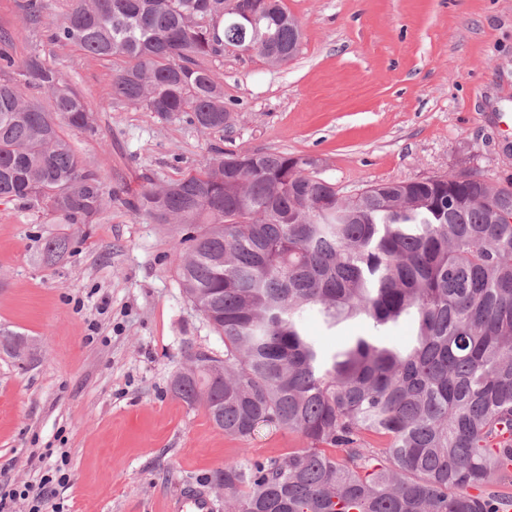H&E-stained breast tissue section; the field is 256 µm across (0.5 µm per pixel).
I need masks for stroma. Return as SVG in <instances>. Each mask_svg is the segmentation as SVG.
I'll use <instances>...</instances> for the list:
<instances>
[{
    "mask_svg": "<svg viewBox=\"0 0 512 512\" xmlns=\"http://www.w3.org/2000/svg\"><path fill=\"white\" fill-rule=\"evenodd\" d=\"M21 2L0 0V31L16 60L40 55L92 106L96 133L64 134L109 199L88 224L0 199V332L27 340L23 357L0 349V485L38 483L63 448L71 480L43 512H164L189 483L225 512L217 469L307 442L267 427L226 435L172 394L189 353L223 356L224 340L179 286L183 229L130 201L218 149L314 157L345 195L461 171L512 181V0H282L298 54L276 67L255 53L207 58L232 115L209 131L115 99L119 62L50 39L64 0H44L36 27ZM57 236L69 248L46 259ZM303 325L326 346L372 332L361 317L329 330L307 312Z\"/></svg>",
    "mask_w": 512,
    "mask_h": 512,
    "instance_id": "35a3bbf8",
    "label": "stroma"
}]
</instances>
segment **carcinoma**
<instances>
[{
    "label": "carcinoma",
    "mask_w": 512,
    "mask_h": 512,
    "mask_svg": "<svg viewBox=\"0 0 512 512\" xmlns=\"http://www.w3.org/2000/svg\"><path fill=\"white\" fill-rule=\"evenodd\" d=\"M43 8L24 0L25 20ZM51 38L123 59L112 93L126 104L222 130L232 115L204 60L232 49L282 65L301 31L282 0H71ZM65 126L95 132L66 75L0 47V199L89 224L106 191ZM242 156L220 153L134 204L187 230L181 288L224 338L222 359L189 354L174 393L205 401L229 436L267 426L307 441L211 484L233 512H506L512 495L485 487L512 463V182L472 172L343 195L309 156ZM307 310L377 332L409 315L415 342L357 336L325 351L303 330Z\"/></svg>",
    "instance_id": "carcinoma-1"
}]
</instances>
